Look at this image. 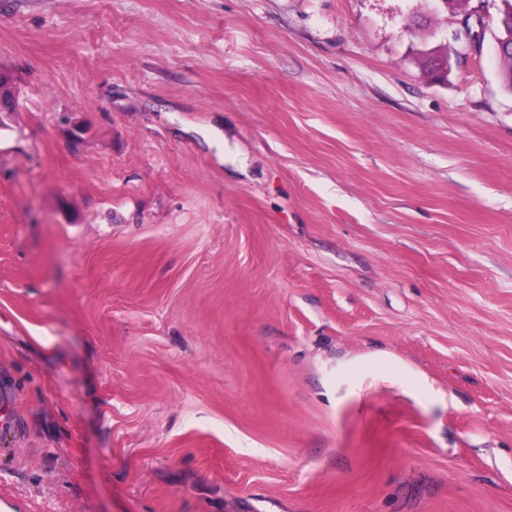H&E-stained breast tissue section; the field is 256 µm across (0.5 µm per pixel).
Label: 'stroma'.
Returning <instances> with one entry per match:
<instances>
[{"instance_id": "stroma-1", "label": "stroma", "mask_w": 512, "mask_h": 512, "mask_svg": "<svg viewBox=\"0 0 512 512\" xmlns=\"http://www.w3.org/2000/svg\"><path fill=\"white\" fill-rule=\"evenodd\" d=\"M501 0H0V504L512 512Z\"/></svg>"}]
</instances>
